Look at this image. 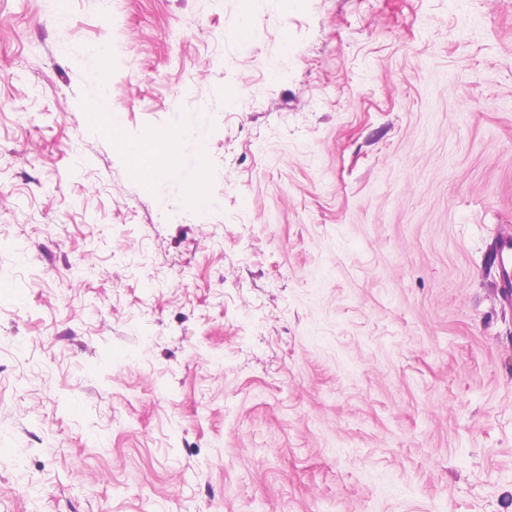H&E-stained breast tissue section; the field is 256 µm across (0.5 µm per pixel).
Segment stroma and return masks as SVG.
Instances as JSON below:
<instances>
[{
    "instance_id": "1",
    "label": "stroma",
    "mask_w": 512,
    "mask_h": 512,
    "mask_svg": "<svg viewBox=\"0 0 512 512\" xmlns=\"http://www.w3.org/2000/svg\"><path fill=\"white\" fill-rule=\"evenodd\" d=\"M251 8L0 0V512H512V0ZM94 116L104 135L112 137L115 150L128 160L144 188L168 172L173 163L174 143L187 133L186 128L179 127L136 141L125 140L118 135L119 121L115 114L96 112ZM496 255L499 265V288L506 296L512 297V235H505L499 239Z\"/></svg>"
}]
</instances>
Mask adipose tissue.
<instances>
[{"instance_id": "ef3b65f1", "label": "adipose tissue", "mask_w": 512, "mask_h": 512, "mask_svg": "<svg viewBox=\"0 0 512 512\" xmlns=\"http://www.w3.org/2000/svg\"><path fill=\"white\" fill-rule=\"evenodd\" d=\"M95 120L104 135L112 137L115 150L125 157L142 186H150L166 174L173 163L175 141L185 135L179 127L163 134H153L140 140H126L118 135L119 121L116 115L99 112Z\"/></svg>"}]
</instances>
